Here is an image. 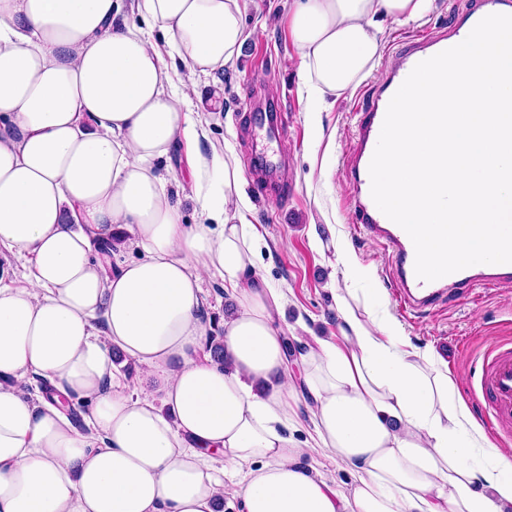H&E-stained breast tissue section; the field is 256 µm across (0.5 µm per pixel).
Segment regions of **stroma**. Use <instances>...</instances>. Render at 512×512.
<instances>
[{
  "instance_id": "35a3bbf8",
  "label": "stroma",
  "mask_w": 512,
  "mask_h": 512,
  "mask_svg": "<svg viewBox=\"0 0 512 512\" xmlns=\"http://www.w3.org/2000/svg\"><path fill=\"white\" fill-rule=\"evenodd\" d=\"M471 6L472 0H437L436 9L423 24L386 23L383 53L416 36L440 31ZM281 10L282 0H250L244 14L249 38L236 63L198 80L203 99L221 95V112L214 114L197 143H176L165 165L189 187L194 181L195 155H208L217 148L243 162L240 143L249 110L246 89L278 102L288 114L285 134L278 140H257L256 145L269 155L287 157L293 194L288 202H271L246 178L240 189L252 207L247 218L261 238L256 271L283 294L280 322L290 347L289 359H296L301 350L300 336L329 339L338 331L330 274L336 264L335 247L340 244L373 270L376 287L385 289L388 297L384 307H375L367 300L364 282L349 281L356 314L395 319L414 349L440 359L457 394L473 417H480L468 392L470 368L480 353L501 339L512 318V284L483 290L477 296L456 290L424 314H402L394 298L387 251L355 235L356 218L346 203L344 162L356 132L353 111L372 105L383 69L375 67L354 91L337 97L326 111L310 115L299 91V71L293 61L296 51L287 22L279 17Z\"/></svg>"
}]
</instances>
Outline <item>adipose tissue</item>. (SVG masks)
<instances>
[{
	"label": "adipose tissue",
	"mask_w": 512,
	"mask_h": 512,
	"mask_svg": "<svg viewBox=\"0 0 512 512\" xmlns=\"http://www.w3.org/2000/svg\"><path fill=\"white\" fill-rule=\"evenodd\" d=\"M246 6L0 0V248L27 281L0 287V512H219L228 496L241 512H512V459L391 320H362L336 293L339 336L309 337L294 371L237 165L197 156L201 223L171 200L156 163L198 137L196 79L234 64ZM434 8L288 0L313 111L372 73L383 21ZM118 227L139 258H93ZM208 277L235 303L220 363L203 352ZM116 349L151 387L130 393ZM35 376L55 398L28 392ZM74 396L91 403L84 433L60 403ZM306 418L300 442L289 429ZM317 450L350 467L347 489L306 463Z\"/></svg>",
	"instance_id": "1"
}]
</instances>
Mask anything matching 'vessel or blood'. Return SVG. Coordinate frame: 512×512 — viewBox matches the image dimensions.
I'll return each mask as SVG.
<instances>
[{"label":"vessel or blood","mask_w":512,"mask_h":512,"mask_svg":"<svg viewBox=\"0 0 512 512\" xmlns=\"http://www.w3.org/2000/svg\"><path fill=\"white\" fill-rule=\"evenodd\" d=\"M512 15V0H476L463 18L436 34L414 39L401 50L389 53L386 69L372 107L357 126L356 141L346 173L347 201L358 219V230L383 245L391 259L392 279L402 310L417 314L431 308L451 289L461 286L492 287L512 281V264H476L437 280L426 282L415 273V248L409 235L386 217L371 197L370 163L386 111L393 95L421 61L461 43L484 17ZM253 135L271 137L283 124L278 112L251 110L248 115ZM250 162L260 174L271 197L281 198L278 183L280 164L263 153H252ZM470 390L481 403L488 431L499 440H512V341L498 342L486 350L470 379Z\"/></svg>","instance_id":"vessel-or-blood-1"}]
</instances>
